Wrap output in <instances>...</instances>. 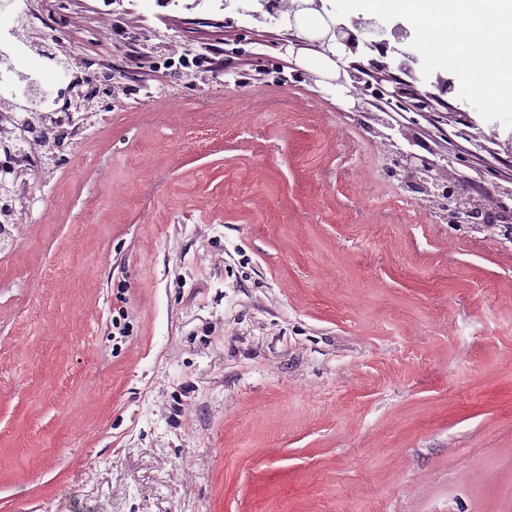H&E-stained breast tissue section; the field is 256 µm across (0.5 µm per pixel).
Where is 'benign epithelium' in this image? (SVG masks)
Listing matches in <instances>:
<instances>
[{"label":"benign epithelium","instance_id":"benign-epithelium-1","mask_svg":"<svg viewBox=\"0 0 512 512\" xmlns=\"http://www.w3.org/2000/svg\"><path fill=\"white\" fill-rule=\"evenodd\" d=\"M236 11L262 19L281 28L287 36L291 76L295 83L310 84L322 95L336 96L357 116L368 132L373 130L371 104L385 103L394 111L409 115L406 121L386 122L387 133L377 147L383 153L384 174L416 200L433 201L431 213L446 224L479 227L505 240L512 239V195L487 187L497 176L494 166L471 168V155L482 151V142L461 128L457 136L470 141L469 154L440 153L416 141L410 132L419 118L436 112V101L447 94V87L435 93L430 87L389 77L406 58L410 31L400 27L388 30L374 17L352 18L341 22L323 0H234ZM323 58V67L312 72L304 64L305 51ZM370 71L375 79L365 81L359 71ZM92 106L112 96V72L100 71L90 82Z\"/></svg>","mask_w":512,"mask_h":512}]
</instances>
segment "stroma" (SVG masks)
I'll use <instances>...</instances> for the list:
<instances>
[{"label": "stroma", "instance_id": "obj_1", "mask_svg": "<svg viewBox=\"0 0 512 512\" xmlns=\"http://www.w3.org/2000/svg\"><path fill=\"white\" fill-rule=\"evenodd\" d=\"M95 5L30 19L119 77L0 237V512H512V241L419 213L278 27ZM200 52L195 55L192 60L188 59L186 68L196 67L204 68V72H213L224 68V59L221 57V53L213 48L212 44H204L200 47Z\"/></svg>", "mask_w": 512, "mask_h": 512}]
</instances>
